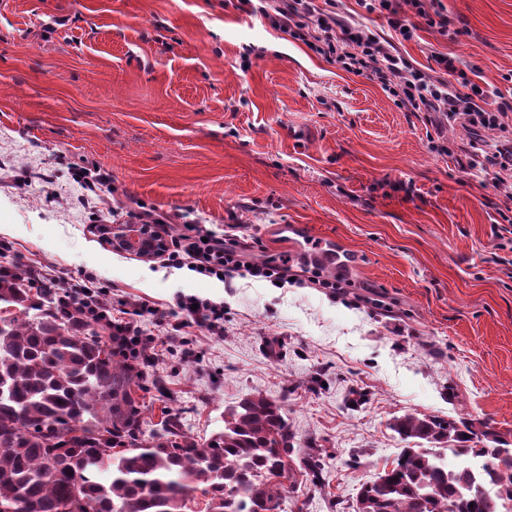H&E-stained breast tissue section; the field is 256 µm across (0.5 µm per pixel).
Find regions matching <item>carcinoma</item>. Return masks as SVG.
Returning <instances> with one entry per match:
<instances>
[{"label":"carcinoma","instance_id":"obj_1","mask_svg":"<svg viewBox=\"0 0 512 512\" xmlns=\"http://www.w3.org/2000/svg\"><path fill=\"white\" fill-rule=\"evenodd\" d=\"M84 306L60 303L59 285L14 262L0 269V507L17 512H282L294 436L281 405L246 398L224 413L205 443L172 419L139 442L133 393L145 362L105 343ZM391 428L404 440L454 443L448 466L435 448H403L361 485L357 512H512V448L492 432L477 438L464 418L406 414ZM323 452L305 473L321 481Z\"/></svg>","mask_w":512,"mask_h":512}]
</instances>
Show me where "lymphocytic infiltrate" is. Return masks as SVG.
Masks as SVG:
<instances>
[{
  "label": "lymphocytic infiltrate",
  "mask_w": 512,
  "mask_h": 512,
  "mask_svg": "<svg viewBox=\"0 0 512 512\" xmlns=\"http://www.w3.org/2000/svg\"><path fill=\"white\" fill-rule=\"evenodd\" d=\"M335 0H237V10L258 13L292 39L303 42L326 61L346 72L376 80L394 103L408 112H427L458 123L468 130L490 132L489 142L477 165L486 178L503 184L504 172L512 170V101L488 102V93L479 85L462 92L451 84L462 77L456 57L435 55L439 76L415 68L395 54L391 41L352 24L334 11ZM367 12H381L389 28L401 40H412L416 25L407 15L415 13L427 26L447 32L448 17L441 11H429L424 0H359ZM168 264L189 269L219 281L239 275L264 278L274 283L289 279L287 264L255 263L244 260L237 239L208 235L199 225H186L183 234L171 246L163 247ZM180 327L198 325L220 332L224 326V308L193 296L177 300Z\"/></svg>",
  "instance_id": "1"
}]
</instances>
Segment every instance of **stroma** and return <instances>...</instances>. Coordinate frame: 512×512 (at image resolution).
<instances>
[{
  "label": "stroma",
  "mask_w": 512,
  "mask_h": 512,
  "mask_svg": "<svg viewBox=\"0 0 512 512\" xmlns=\"http://www.w3.org/2000/svg\"><path fill=\"white\" fill-rule=\"evenodd\" d=\"M449 33L417 20L396 49L414 67L452 54L481 88L512 95V0H439ZM489 133L400 109L266 19L224 0H0V248L76 292L101 287L113 321L155 342L136 392L142 441L161 421L205 442L249 395L281 404L295 433L284 512H354L362 483L404 448L395 417L467 414L512 442V183L461 169ZM447 142L446 154L432 142ZM109 179L96 192L80 175ZM412 182L413 195L393 190ZM171 234L237 235L247 260H288L304 224L353 254L346 292L301 273L227 282L112 249L94 224L139 209ZM194 295L224 333L134 317ZM324 451L323 478L301 471Z\"/></svg>",
  "instance_id": "35a3bbf8"
}]
</instances>
